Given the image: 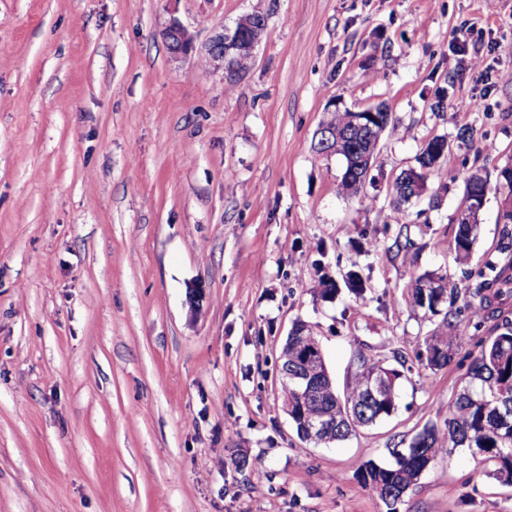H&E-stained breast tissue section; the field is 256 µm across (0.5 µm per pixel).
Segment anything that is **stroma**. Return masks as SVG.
I'll use <instances>...</instances> for the list:
<instances>
[{
	"mask_svg": "<svg viewBox=\"0 0 512 512\" xmlns=\"http://www.w3.org/2000/svg\"><path fill=\"white\" fill-rule=\"evenodd\" d=\"M255 11L268 25L235 83L170 57V18L201 48ZM510 69L512 0H0V512H387L358 469L443 423L490 334L467 325L430 369L437 321L409 288L474 286L505 242L491 192L469 259L452 249L465 177L512 158ZM381 101L396 122L346 196L315 133ZM465 124L483 142L391 222L395 176ZM350 271L364 296L322 297ZM299 320L337 391L357 355L406 358L397 412L300 439L275 380ZM397 510L512 512V484L459 448Z\"/></svg>",
	"mask_w": 512,
	"mask_h": 512,
	"instance_id": "obj_1",
	"label": "stroma"
}]
</instances>
